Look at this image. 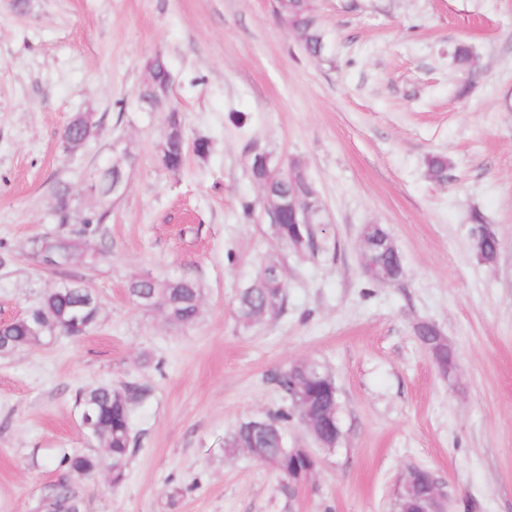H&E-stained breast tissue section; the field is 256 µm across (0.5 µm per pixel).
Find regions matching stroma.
Instances as JSON below:
<instances>
[{
	"mask_svg": "<svg viewBox=\"0 0 512 512\" xmlns=\"http://www.w3.org/2000/svg\"><path fill=\"white\" fill-rule=\"evenodd\" d=\"M315 4L325 50L311 57L273 0H0V321L73 275L101 300L89 334L0 355V512H42L59 476L46 460L73 452L99 459L81 512H396L414 468L444 485L448 512H512V0ZM157 55L174 81L151 110L136 93ZM172 105L187 143L209 142L177 171L157 157ZM86 112L96 130L68 149ZM261 152L315 182L313 252L275 241L250 173ZM434 154L447 182L428 176ZM116 161L128 185L107 250L36 266L31 241L59 228L56 191L74 217L98 209L90 186ZM477 216L499 237L491 264L473 249ZM368 224L400 252L398 283L365 275ZM272 253L284 306L243 326L234 302ZM146 276L196 280L199 319L136 306L127 287ZM421 321L453 346L452 376L418 341ZM297 362L333 377L342 436L294 485L224 439L282 406L273 377ZM103 383L148 391L117 486L75 405Z\"/></svg>",
	"mask_w": 512,
	"mask_h": 512,
	"instance_id": "stroma-1",
	"label": "stroma"
}]
</instances>
